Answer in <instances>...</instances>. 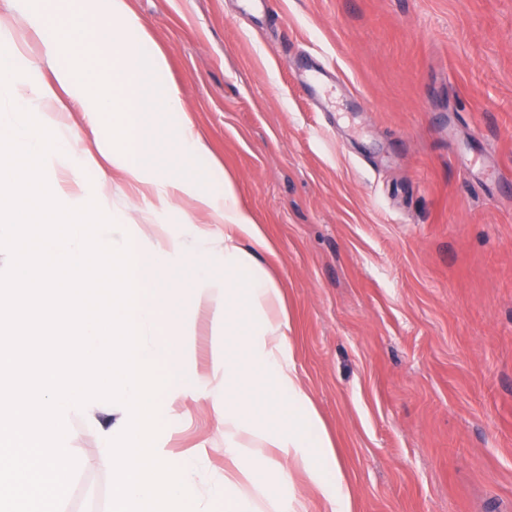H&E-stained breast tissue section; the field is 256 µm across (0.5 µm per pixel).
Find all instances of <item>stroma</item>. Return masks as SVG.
I'll return each mask as SVG.
<instances>
[{
  "label": "stroma",
  "instance_id": "1",
  "mask_svg": "<svg viewBox=\"0 0 512 512\" xmlns=\"http://www.w3.org/2000/svg\"><path fill=\"white\" fill-rule=\"evenodd\" d=\"M239 198L276 243L289 336L354 489L356 512H512V0H130ZM32 72L40 35L0 0ZM331 74L329 108L304 93ZM186 315L193 399L156 397L158 447L197 459L200 512L223 484L224 382L214 329ZM72 415L73 475L57 512H112L103 432ZM260 512H326L304 475L244 484ZM327 80L323 70L309 68L304 74H301L300 82L310 95V97L317 103L323 105L317 97H323L325 92L322 83Z\"/></svg>",
  "mask_w": 512,
  "mask_h": 512
}]
</instances>
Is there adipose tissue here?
Wrapping results in <instances>:
<instances>
[{"mask_svg": "<svg viewBox=\"0 0 512 512\" xmlns=\"http://www.w3.org/2000/svg\"><path fill=\"white\" fill-rule=\"evenodd\" d=\"M121 32L105 38L77 23L43 41L50 76H25L20 48L0 56V247L30 242L0 293V512H54L73 464L67 449L47 446L64 436L68 416L94 395L121 406V441L104 433L112 459L114 512H185L195 499V463L169 461L154 438L159 391L194 396L199 379L178 353H164L147 336L164 331L182 341L184 315L201 301L224 303V346L218 363L224 385V454L248 481L276 485L303 472L328 512H355L352 485L336 455L311 393L304 387L288 336L290 320L280 283L260 260L274 250L234 180L210 165V150L168 62L130 6L98 0ZM80 109L94 148L60 121ZM99 167L93 187L74 195L41 174L52 160L75 158ZM141 194L163 218L181 214L180 228L162 227L156 241L130 249L126 223L105 203L112 177ZM67 213L65 225L52 216ZM69 275L68 292L57 275ZM109 277L97 299L94 273ZM43 314L67 330L66 342L30 380L15 367L28 347L24 325ZM172 374L157 371L160 357Z\"/></svg>", "mask_w": 512, "mask_h": 512, "instance_id": "obj_1", "label": "adipose tissue"}]
</instances>
